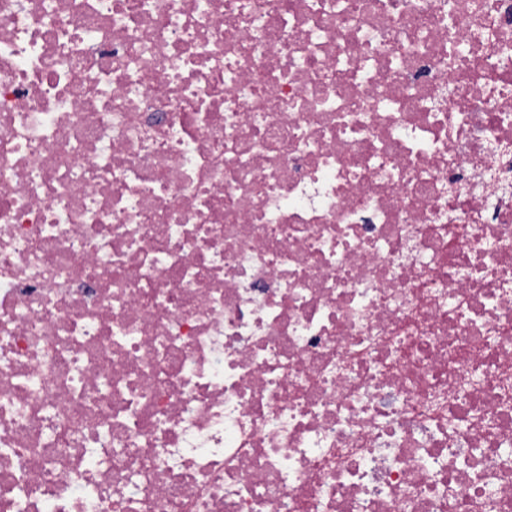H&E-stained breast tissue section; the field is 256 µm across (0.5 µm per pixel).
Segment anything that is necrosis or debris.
I'll list each match as a JSON object with an SVG mask.
<instances>
[{"instance_id": "4bbe7bcc", "label": "necrosis or debris", "mask_w": 512, "mask_h": 512, "mask_svg": "<svg viewBox=\"0 0 512 512\" xmlns=\"http://www.w3.org/2000/svg\"><path fill=\"white\" fill-rule=\"evenodd\" d=\"M0 512H512V0H0Z\"/></svg>"}]
</instances>
